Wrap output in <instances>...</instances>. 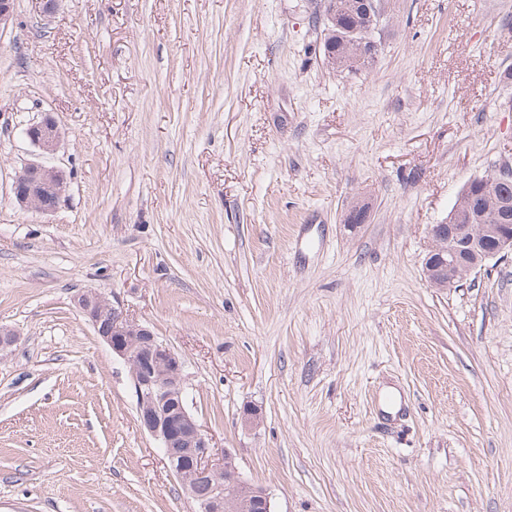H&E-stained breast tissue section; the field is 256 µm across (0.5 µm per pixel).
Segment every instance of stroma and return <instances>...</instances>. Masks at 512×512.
<instances>
[{
  "label": "stroma",
  "instance_id": "1",
  "mask_svg": "<svg viewBox=\"0 0 512 512\" xmlns=\"http://www.w3.org/2000/svg\"><path fill=\"white\" fill-rule=\"evenodd\" d=\"M320 6L14 0L0 512H193L87 290L181 357L191 413L273 512H512V256L424 277L430 226L512 166V0H393L357 74L328 66ZM46 113L50 214L12 193ZM25 137L42 153H52L59 142L60 131L55 119L45 114L39 121L27 125Z\"/></svg>",
  "mask_w": 512,
  "mask_h": 512
}]
</instances>
